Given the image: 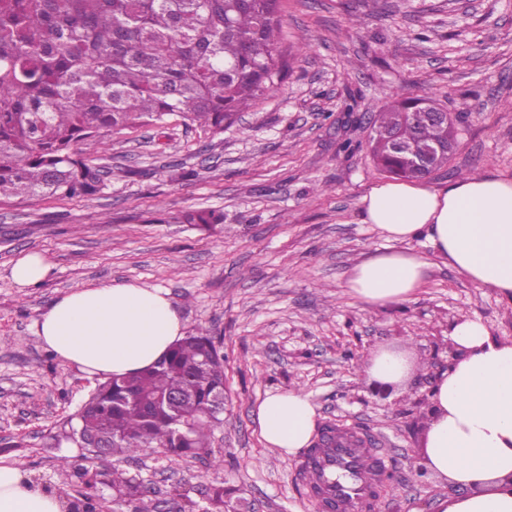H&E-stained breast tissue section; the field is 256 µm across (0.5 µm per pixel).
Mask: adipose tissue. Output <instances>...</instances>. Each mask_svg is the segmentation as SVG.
<instances>
[{
  "mask_svg": "<svg viewBox=\"0 0 512 512\" xmlns=\"http://www.w3.org/2000/svg\"><path fill=\"white\" fill-rule=\"evenodd\" d=\"M364 223L387 240L426 238L458 272L512 303V178L471 176L434 186L401 180L371 186L361 197ZM429 267L420 255L392 252L352 269L350 293L369 306L410 301ZM34 334L61 361L88 378L126 376L153 366L185 335L166 290L133 282L72 290L39 316ZM448 341L452 364L429 393L420 465L459 487L434 512H512V340L493 339L480 321L458 318ZM419 372L403 354L379 350L367 367L383 383ZM260 435L292 456L308 447L317 407L300 390L268 394L258 407ZM52 490L22 465L0 462V512H64Z\"/></svg>",
  "mask_w": 512,
  "mask_h": 512,
  "instance_id": "1",
  "label": "adipose tissue"
}]
</instances>
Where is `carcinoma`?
<instances>
[{
    "label": "carcinoma",
    "instance_id": "obj_1",
    "mask_svg": "<svg viewBox=\"0 0 512 512\" xmlns=\"http://www.w3.org/2000/svg\"><path fill=\"white\" fill-rule=\"evenodd\" d=\"M279 0H0V199H89L109 172L87 153L105 150L109 133L178 115L213 135L278 92L290 52L280 39ZM445 111L432 96L395 100L374 115L377 128L420 152L447 145L432 167L448 165L453 120L413 121L416 110ZM379 171L420 179L427 172L382 134L368 143ZM187 224H220L198 210ZM224 353L204 327L156 365L110 378L82 406L70 436L110 437L105 457L209 455L213 397L224 392ZM95 483L118 490L127 512H154L148 490L117 467ZM208 512H230L231 492L208 489Z\"/></svg>",
    "mask_w": 512,
    "mask_h": 512
}]
</instances>
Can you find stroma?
Listing matches in <instances>:
<instances>
[{
    "label": "stroma",
    "instance_id": "stroma-1",
    "mask_svg": "<svg viewBox=\"0 0 512 512\" xmlns=\"http://www.w3.org/2000/svg\"><path fill=\"white\" fill-rule=\"evenodd\" d=\"M281 36L308 44L281 91L262 99L223 135L171 116L111 134L95 164L112 175L90 200L0 199V459L77 497L85 484L60 458L92 470L139 475L159 512L204 503L224 483L254 512H317L300 475L303 455L263 442L255 420L267 394L301 388L319 424L366 437L390 461L387 489L370 512H432L446 479L418 477L427 385L372 394L366 363L381 347L424 364L448 360L456 318L481 321L512 340V304L478 287L423 239L386 240L360 216V198L384 181L362 122L346 111L433 94L457 128L448 164L427 184L458 174L512 177V0H280ZM467 112H460V103ZM327 192H318L321 184ZM212 209L204 231L185 213ZM385 251L424 256L427 277L406 303L369 307L346 287L355 264ZM42 253L48 277L17 285L11 267ZM134 281L166 289L187 330L206 327L224 353L231 402L204 458L144 452L104 459L54 441L96 380L64 364L32 327L56 298L90 283Z\"/></svg>",
    "mask_w": 512,
    "mask_h": 512
}]
</instances>
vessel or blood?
<instances>
[{"label":"vessel or blood","mask_w":512,"mask_h":512,"mask_svg":"<svg viewBox=\"0 0 512 512\" xmlns=\"http://www.w3.org/2000/svg\"><path fill=\"white\" fill-rule=\"evenodd\" d=\"M386 468L384 457L344 435L311 449L302 466L320 504H333L338 512H367L377 499L379 474Z\"/></svg>","instance_id":"1"}]
</instances>
